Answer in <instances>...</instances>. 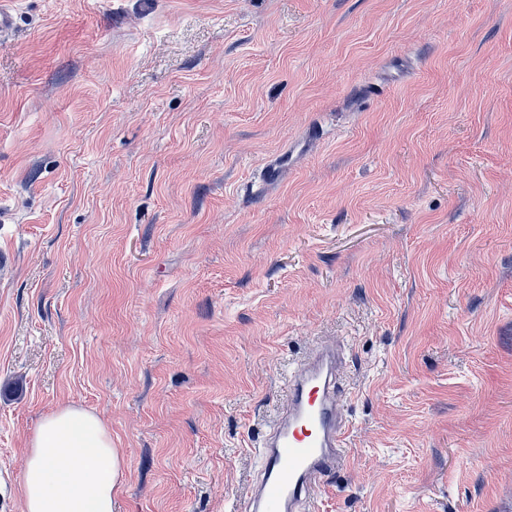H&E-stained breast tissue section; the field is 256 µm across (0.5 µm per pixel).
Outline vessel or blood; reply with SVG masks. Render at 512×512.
<instances>
[{"instance_id":"obj_1","label":"vessel or blood","mask_w":512,"mask_h":512,"mask_svg":"<svg viewBox=\"0 0 512 512\" xmlns=\"http://www.w3.org/2000/svg\"><path fill=\"white\" fill-rule=\"evenodd\" d=\"M344 348L324 343L289 371L286 402L257 451L247 512H312L325 477L347 457Z\"/></svg>"}]
</instances>
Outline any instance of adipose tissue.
<instances>
[{"instance_id": "obj_1", "label": "adipose tissue", "mask_w": 512, "mask_h": 512, "mask_svg": "<svg viewBox=\"0 0 512 512\" xmlns=\"http://www.w3.org/2000/svg\"><path fill=\"white\" fill-rule=\"evenodd\" d=\"M125 476L108 424L73 405L48 414L32 436L22 485L25 512H113Z\"/></svg>"}]
</instances>
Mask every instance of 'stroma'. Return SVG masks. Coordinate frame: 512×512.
<instances>
[{
  "mask_svg": "<svg viewBox=\"0 0 512 512\" xmlns=\"http://www.w3.org/2000/svg\"><path fill=\"white\" fill-rule=\"evenodd\" d=\"M325 341L350 429L315 512H512V0H17L0 512L72 404L117 512L242 507Z\"/></svg>",
  "mask_w": 512,
  "mask_h": 512,
  "instance_id": "35a3bbf8",
  "label": "stroma"
}]
</instances>
